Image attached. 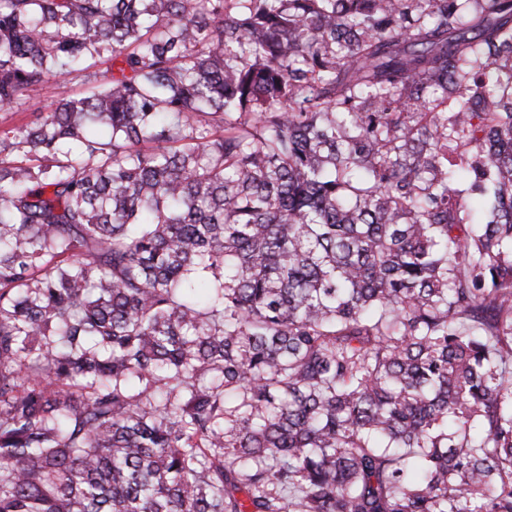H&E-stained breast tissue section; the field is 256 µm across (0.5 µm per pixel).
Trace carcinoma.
<instances>
[{
  "instance_id": "cac0c4a2",
  "label": "carcinoma",
  "mask_w": 512,
  "mask_h": 512,
  "mask_svg": "<svg viewBox=\"0 0 512 512\" xmlns=\"http://www.w3.org/2000/svg\"><path fill=\"white\" fill-rule=\"evenodd\" d=\"M23 106L0 512H512V0H0Z\"/></svg>"
}]
</instances>
